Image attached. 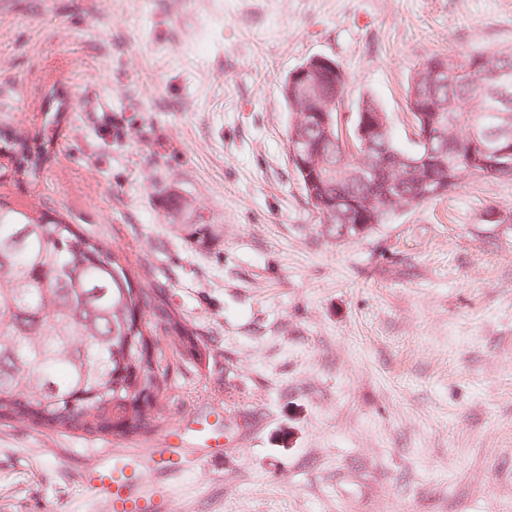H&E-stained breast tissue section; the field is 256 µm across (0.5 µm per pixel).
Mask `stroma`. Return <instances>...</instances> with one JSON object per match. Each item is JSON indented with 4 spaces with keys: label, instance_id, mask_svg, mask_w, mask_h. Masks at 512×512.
<instances>
[{
    "label": "stroma",
    "instance_id": "1",
    "mask_svg": "<svg viewBox=\"0 0 512 512\" xmlns=\"http://www.w3.org/2000/svg\"><path fill=\"white\" fill-rule=\"evenodd\" d=\"M480 51L512 52V0H0V131L58 121L38 174L0 154V194L139 262L206 344L166 350L147 433L0 421V512H102L83 470L190 416L248 437L175 478L170 512H512V180L333 238L281 95L328 57L338 112L373 98L410 150V77Z\"/></svg>",
    "mask_w": 512,
    "mask_h": 512
}]
</instances>
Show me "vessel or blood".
Wrapping results in <instances>:
<instances>
[{
	"instance_id": "1",
	"label": "vessel or blood",
	"mask_w": 512,
	"mask_h": 512,
	"mask_svg": "<svg viewBox=\"0 0 512 512\" xmlns=\"http://www.w3.org/2000/svg\"><path fill=\"white\" fill-rule=\"evenodd\" d=\"M177 435L192 446L163 442L146 451L113 450L83 473V481L105 512H169L173 476L223 458L225 444L198 420H186Z\"/></svg>"
}]
</instances>
